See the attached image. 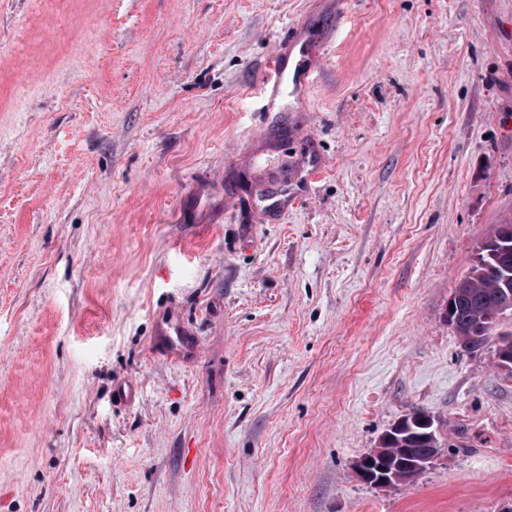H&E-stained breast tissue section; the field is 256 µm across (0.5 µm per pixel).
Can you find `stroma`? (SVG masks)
Listing matches in <instances>:
<instances>
[{"label": "stroma", "instance_id": "35a3bbf8", "mask_svg": "<svg viewBox=\"0 0 512 512\" xmlns=\"http://www.w3.org/2000/svg\"><path fill=\"white\" fill-rule=\"evenodd\" d=\"M507 218L512 0H0V512H512V372L444 315ZM416 408L438 460L360 481ZM307 33L303 28L296 29L286 42L271 58L268 74L262 84L263 111L279 112L287 88L289 95L296 101L302 97L311 82V77L320 67V57L306 53L303 60L297 61L293 56L296 47H306ZM307 62V63H306ZM303 67V78H295L296 70ZM173 336H176V340ZM184 336L181 316L178 311L170 308L158 317L152 345L161 352H190V344Z\"/></svg>", "mask_w": 512, "mask_h": 512}]
</instances>
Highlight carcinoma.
<instances>
[{
	"mask_svg": "<svg viewBox=\"0 0 512 512\" xmlns=\"http://www.w3.org/2000/svg\"><path fill=\"white\" fill-rule=\"evenodd\" d=\"M481 259L474 260L468 272L460 279L452 298L453 331L463 349L477 352L487 345H493L494 358L500 359L504 353H512V336H500L491 340L492 327L486 317L502 310L511 314L512 305L504 304L502 297V274L504 268L512 270V221L505 220L496 225L478 245ZM411 470L410 464L416 458L431 452H439L442 447L441 435H436L432 444L402 440L385 444Z\"/></svg>",
	"mask_w": 512,
	"mask_h": 512,
	"instance_id": "obj_1",
	"label": "carcinoma"
}]
</instances>
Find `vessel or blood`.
<instances>
[{"label":"vessel or blood","instance_id":"vessel-or-blood-1","mask_svg":"<svg viewBox=\"0 0 512 512\" xmlns=\"http://www.w3.org/2000/svg\"><path fill=\"white\" fill-rule=\"evenodd\" d=\"M306 42V31L297 29L288 42L272 56L262 84L264 111H279L285 97H302L320 62L319 56L310 53L305 54L303 60L295 59V48L305 46ZM152 345L161 352L189 351L190 345L184 337L178 311L169 309L159 316Z\"/></svg>","mask_w":512,"mask_h":512}]
</instances>
